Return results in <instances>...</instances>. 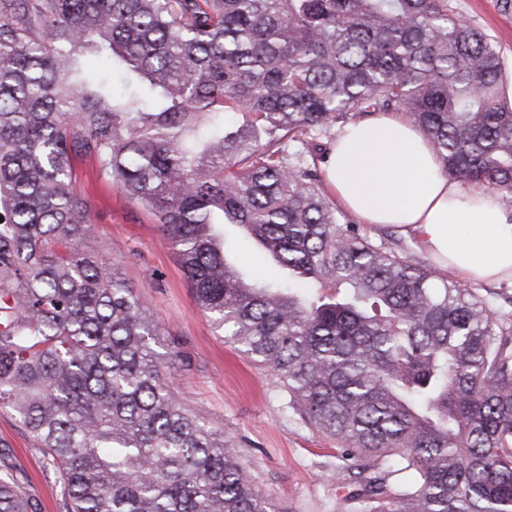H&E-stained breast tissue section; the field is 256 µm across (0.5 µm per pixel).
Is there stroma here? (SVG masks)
I'll use <instances>...</instances> for the list:
<instances>
[{
  "mask_svg": "<svg viewBox=\"0 0 512 512\" xmlns=\"http://www.w3.org/2000/svg\"><path fill=\"white\" fill-rule=\"evenodd\" d=\"M450 10L489 35L512 80V0H448ZM81 186L93 203L96 233L83 247L106 253L144 296L160 341L179 353L174 387L181 400L232 440L257 488L284 512H349L353 484L336 472V442L302 423L285 393L260 365L214 328L197 306L177 250L141 206L96 179L92 160L78 161ZM227 254L262 281L279 270L254 242L225 227ZM16 475L39 512H67L61 487L38 443L10 409L0 408V466Z\"/></svg>",
  "mask_w": 512,
  "mask_h": 512,
  "instance_id": "obj_1",
  "label": "stroma"
}]
</instances>
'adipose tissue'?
<instances>
[{"mask_svg":"<svg viewBox=\"0 0 512 512\" xmlns=\"http://www.w3.org/2000/svg\"><path fill=\"white\" fill-rule=\"evenodd\" d=\"M326 180L345 210L362 223L414 237L441 272L469 283L512 281V218L496 194L460 189L403 116L345 127L332 146Z\"/></svg>","mask_w":512,"mask_h":512,"instance_id":"obj_1","label":"adipose tissue"}]
</instances>
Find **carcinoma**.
Segmentation results:
<instances>
[{"mask_svg":"<svg viewBox=\"0 0 512 512\" xmlns=\"http://www.w3.org/2000/svg\"><path fill=\"white\" fill-rule=\"evenodd\" d=\"M91 55L121 88L84 75ZM503 73L448 0H0V407L68 512H284L179 399L142 296L80 248L79 158L154 215L199 308L336 439L356 512H512V311L346 221L321 144L401 112L511 213ZM225 224L284 281L246 279ZM0 512H38L7 470Z\"/></svg>","mask_w":512,"mask_h":512,"instance_id":"obj_1","label":"carcinoma"}]
</instances>
